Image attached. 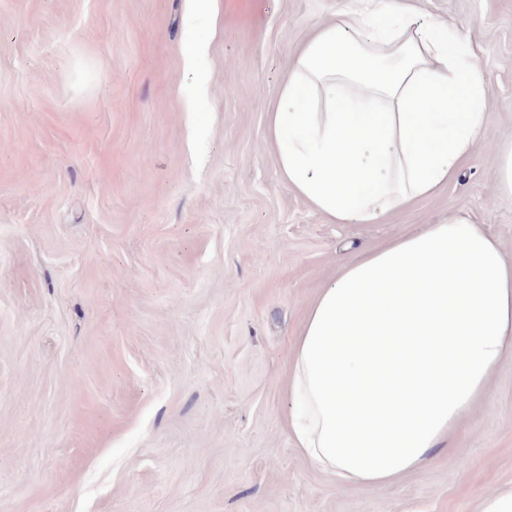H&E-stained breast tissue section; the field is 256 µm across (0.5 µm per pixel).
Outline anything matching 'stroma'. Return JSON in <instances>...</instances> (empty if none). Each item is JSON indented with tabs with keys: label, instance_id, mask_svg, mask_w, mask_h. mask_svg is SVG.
Instances as JSON below:
<instances>
[{
	"label": "stroma",
	"instance_id": "35a3bbf8",
	"mask_svg": "<svg viewBox=\"0 0 512 512\" xmlns=\"http://www.w3.org/2000/svg\"><path fill=\"white\" fill-rule=\"evenodd\" d=\"M339 2L0 0V512H476L512 486V363L397 482L336 486L288 432L338 256L452 210L512 251L490 150L385 224L328 223L281 180L266 114ZM415 6L469 30L511 142L512 0Z\"/></svg>",
	"mask_w": 512,
	"mask_h": 512
}]
</instances>
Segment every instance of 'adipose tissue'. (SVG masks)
<instances>
[{
	"label": "adipose tissue",
	"instance_id": "ef3b65f1",
	"mask_svg": "<svg viewBox=\"0 0 512 512\" xmlns=\"http://www.w3.org/2000/svg\"><path fill=\"white\" fill-rule=\"evenodd\" d=\"M268 140L332 224H380L456 179L489 139L471 37L409 0H347L295 50ZM512 361V252L462 211L341 257L289 360L295 446L338 484L432 460Z\"/></svg>",
	"mask_w": 512,
	"mask_h": 512
}]
</instances>
